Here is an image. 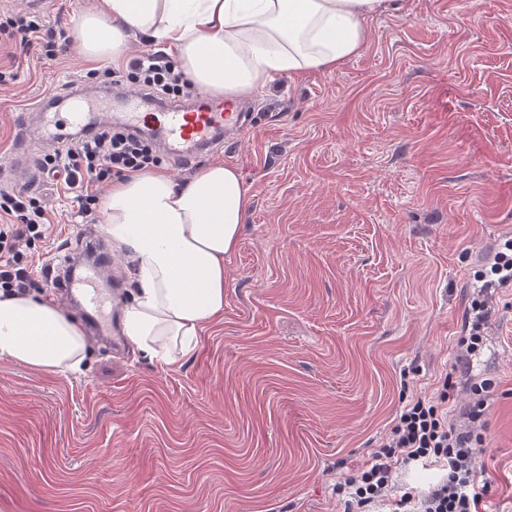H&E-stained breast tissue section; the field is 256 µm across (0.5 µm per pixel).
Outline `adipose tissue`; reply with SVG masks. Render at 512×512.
<instances>
[{
    "label": "adipose tissue",
    "mask_w": 512,
    "mask_h": 512,
    "mask_svg": "<svg viewBox=\"0 0 512 512\" xmlns=\"http://www.w3.org/2000/svg\"><path fill=\"white\" fill-rule=\"evenodd\" d=\"M394 0H101L79 14L83 57L115 59L129 32L167 44L200 92L251 96L275 73L333 72L358 54L366 22ZM252 203L239 171L213 163L178 184L147 170L114 181L101 202L106 232L133 261L137 284L123 333L165 364L190 356L224 312V263ZM82 328L31 296L0 298V359L64 374L85 359Z\"/></svg>",
    "instance_id": "obj_1"
}]
</instances>
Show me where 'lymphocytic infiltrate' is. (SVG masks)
<instances>
[{
	"mask_svg": "<svg viewBox=\"0 0 512 512\" xmlns=\"http://www.w3.org/2000/svg\"><path fill=\"white\" fill-rule=\"evenodd\" d=\"M7 25L11 38L23 49L31 46L33 37L42 36V49L49 58L66 51L69 45L64 33L44 31L39 16L29 12L14 14ZM127 79L137 90L158 99L181 96L184 87L173 64L152 54L132 60ZM39 165L45 171L63 174L80 213L87 215L99 202L100 188L125 173L160 167L161 160L144 135L105 121L91 134L48 151ZM4 215L9 221H0V290L15 295L38 285L29 271L31 247L44 238L49 221L42 198L27 190L0 191V218ZM492 387L488 379L473 386L470 426L463 431L448 422L447 391L406 403L369 463L338 485V493L349 496L348 512H369L372 505L389 500L397 466L426 460L444 463L445 478L425 495L404 492L393 501L392 512H481L491 480L477 461L481 436L474 427L484 415L485 395Z\"/></svg>",
	"mask_w": 512,
	"mask_h": 512,
	"instance_id": "1",
	"label": "lymphocytic infiltrate"
}]
</instances>
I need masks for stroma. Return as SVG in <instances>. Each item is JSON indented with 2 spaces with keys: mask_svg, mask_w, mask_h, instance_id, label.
Instances as JSON below:
<instances>
[{
  "mask_svg": "<svg viewBox=\"0 0 512 512\" xmlns=\"http://www.w3.org/2000/svg\"><path fill=\"white\" fill-rule=\"evenodd\" d=\"M95 0H0L71 31ZM105 63L69 46L21 53L0 34V186L20 119ZM250 128L178 167L235 166L251 208L224 271V315L182 363L88 340L82 372L0 360V512H343L336 486L370 459L404 393L493 379L478 463L488 512H512V288L481 350L459 338L477 248L512 225V0H403L330 74L273 75ZM43 263L83 252L102 217L47 176Z\"/></svg>",
  "mask_w": 512,
  "mask_h": 512,
  "instance_id": "35a3bbf8",
  "label": "stroma"
}]
</instances>
